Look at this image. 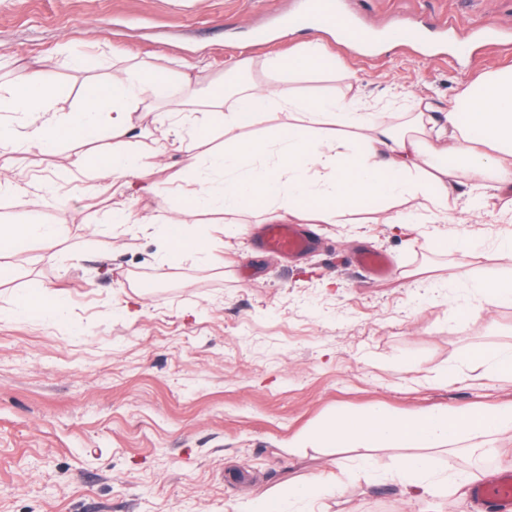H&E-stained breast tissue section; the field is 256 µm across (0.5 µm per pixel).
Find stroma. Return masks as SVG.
<instances>
[{
    "label": "stroma",
    "instance_id": "obj_1",
    "mask_svg": "<svg viewBox=\"0 0 512 512\" xmlns=\"http://www.w3.org/2000/svg\"><path fill=\"white\" fill-rule=\"evenodd\" d=\"M296 0H0V83L43 70L66 113L91 82L137 67L190 73L195 97L223 84L229 68L250 63L243 82L262 83V63L296 55L307 34L274 18ZM366 29L396 18L433 28L443 0H344ZM460 30L512 22V0H456ZM267 27L269 44L250 30ZM318 41L342 64L303 73L301 89L353 85L379 121L395 124L418 101L448 110L480 75L512 67V48L472 49L452 42L421 47L337 46ZM89 53L96 69L69 56ZM95 149L0 155L18 183L0 194V225L60 224L54 244L37 238L0 252L12 269L0 285V512H249L259 495L326 483V512H474L471 500L401 493L391 478L395 448L371 455L382 477L363 483L362 451L289 448L288 442L339 411L383 407L408 416L432 407L512 404V377L474 370L478 352L512 349V305L486 304L477 282L512 278V256L496 245L512 235L502 221L512 192L487 191L468 232L476 253L452 243L475 194L457 187L450 221L424 224L413 243L375 221L374 205L348 208L317 224V249L284 260L251 248L261 211L197 214L219 265L170 266L162 242L141 232L176 217L188 189L182 154L168 153L132 189L128 220L112 221V194L73 167ZM54 184L38 213L27 194ZM371 249L389 256L390 278L373 282L352 262ZM46 291L60 318L8 311L26 292ZM449 485L488 482L512 471V433L488 436L482 453L433 452Z\"/></svg>",
    "mask_w": 512,
    "mask_h": 512
}]
</instances>
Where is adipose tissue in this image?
I'll return each mask as SVG.
<instances>
[{"instance_id": "obj_1", "label": "adipose tissue", "mask_w": 512, "mask_h": 512, "mask_svg": "<svg viewBox=\"0 0 512 512\" xmlns=\"http://www.w3.org/2000/svg\"><path fill=\"white\" fill-rule=\"evenodd\" d=\"M264 68L270 82H251L203 100L190 95V77L176 70L117 73L106 82L88 84L81 106L64 115L54 106L59 90L43 71L24 70L0 86V112L23 120L18 128L0 122V152L31 147L45 152L103 137L123 144L130 139L132 113L171 105L179 112L203 113L206 119L188 136L161 137L152 152L118 150L91 162L78 158V165L94 180L125 187L174 148L184 154L195 185L182 206L184 214L262 209L292 216L306 207L324 224L356 201L418 196L444 222L449 188L464 181L492 190L512 183V69L471 83L443 117L418 104L392 126L378 122L350 93L309 97L296 90L299 72L336 68L319 41L302 44L297 59L271 58ZM179 89L185 97L178 101L174 95ZM278 113L287 114V122H273ZM260 124L268 127L261 138L200 158L199 148L216 127L233 131ZM159 232L169 265L210 260L208 240L196 225L177 218ZM506 430H512V405L465 412L437 407L409 418L375 407L336 413L299 434L291 445L405 449L395 480L405 492H430L441 485L432 471L430 450L475 445Z\"/></svg>"}]
</instances>
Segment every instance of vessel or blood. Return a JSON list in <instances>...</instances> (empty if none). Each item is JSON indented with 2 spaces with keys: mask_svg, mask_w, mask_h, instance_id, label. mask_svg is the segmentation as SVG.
<instances>
[{
  "mask_svg": "<svg viewBox=\"0 0 512 512\" xmlns=\"http://www.w3.org/2000/svg\"><path fill=\"white\" fill-rule=\"evenodd\" d=\"M286 23L290 28L310 33L335 30L337 41L350 46L370 43L367 32L342 7L341 0H305L303 7L287 15ZM386 37L401 45L417 44L423 40L424 32L414 23L400 20L387 30ZM459 43L465 53L475 45L498 48L506 43V28L498 23L482 24L467 31ZM260 244L267 252L288 258L306 254L313 248L306 228L288 223L263 225ZM357 263L374 280L386 279L392 273L388 258L378 251L360 253ZM471 496L479 512H512V473H503L494 481L473 485Z\"/></svg>",
  "mask_w": 512,
  "mask_h": 512,
  "instance_id": "vessel-or-blood-1",
  "label": "vessel or blood"
}]
</instances>
